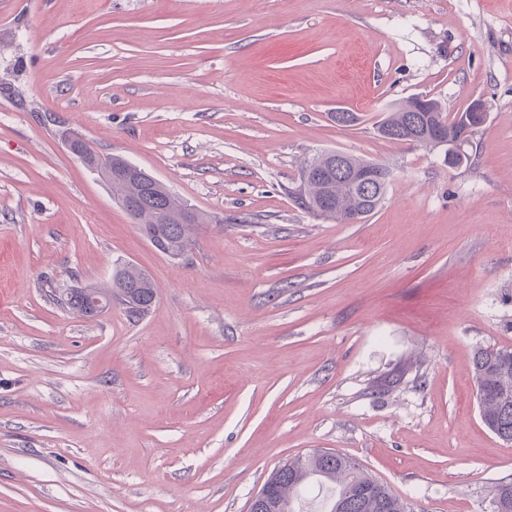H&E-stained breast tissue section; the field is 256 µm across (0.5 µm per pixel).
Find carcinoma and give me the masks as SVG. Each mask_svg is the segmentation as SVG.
I'll return each instance as SVG.
<instances>
[{"label":"carcinoma","instance_id":"carcinoma-1","mask_svg":"<svg viewBox=\"0 0 512 512\" xmlns=\"http://www.w3.org/2000/svg\"><path fill=\"white\" fill-rule=\"evenodd\" d=\"M485 119L484 112L451 115L436 99L412 97L386 112L375 123V132L382 139L420 148L448 145V164L458 165L470 155L461 157L457 149L472 145ZM81 162L101 173L141 232L154 236L152 246L169 257L186 254L193 244L194 227L207 223L206 217L141 168L133 175L114 177V171L127 165L119 156H101L85 141ZM341 162L343 169H336L334 150L318 153L302 167L298 186L288 194L316 217L336 224H357L383 204L393 173L385 165L347 153ZM367 167L374 174L369 188L354 180V175ZM97 292L134 317L147 314L157 296L150 275L129 263L116 270L111 287ZM473 373L477 392L485 394L480 408L482 421L501 440L512 442V349L477 350ZM313 482L331 489L326 512H408L407 502L387 485L355 465L353 458L330 450H314L279 470L267 512H301L302 491ZM492 505V512H512L511 479L494 485Z\"/></svg>","mask_w":512,"mask_h":512}]
</instances>
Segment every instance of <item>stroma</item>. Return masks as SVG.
<instances>
[{
    "label": "stroma",
    "mask_w": 512,
    "mask_h": 512,
    "mask_svg": "<svg viewBox=\"0 0 512 512\" xmlns=\"http://www.w3.org/2000/svg\"><path fill=\"white\" fill-rule=\"evenodd\" d=\"M414 95L489 103L470 163L375 135ZM64 126L213 216L187 255ZM324 150L392 169L364 223L289 197ZM126 262L142 319L54 302ZM487 346L512 348V0H0V512H249L313 448L413 512H491Z\"/></svg>",
    "instance_id": "1"
}]
</instances>
